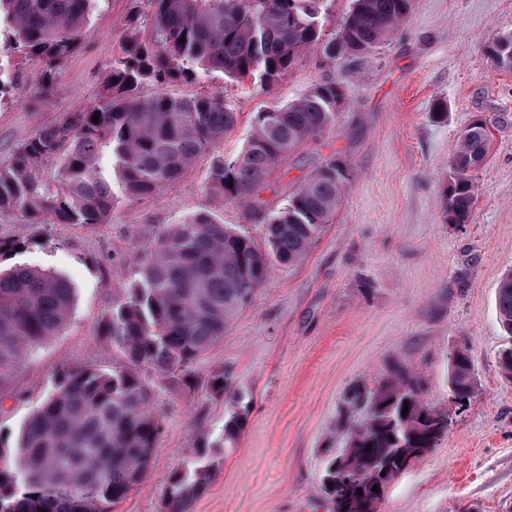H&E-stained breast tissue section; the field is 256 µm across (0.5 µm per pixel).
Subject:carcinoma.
I'll list each match as a JSON object with an SVG mask.
<instances>
[{
    "label": "carcinoma",
    "instance_id": "obj_1",
    "mask_svg": "<svg viewBox=\"0 0 512 512\" xmlns=\"http://www.w3.org/2000/svg\"><path fill=\"white\" fill-rule=\"evenodd\" d=\"M100 0H0V100L14 75V54L45 63L40 92L52 95L58 64L81 38ZM331 0H146L151 36L143 41L141 15L106 69L102 90L60 122L39 129L0 164V213L17 212L29 224H105L122 196L146 199L175 184L202 153H212L208 189L246 207L261 221L264 245L207 213L168 225L125 285L123 300L103 318L99 334L122 361L104 371H64L9 445L0 437V512H114L142 482L161 435L146 376L172 387L202 388L227 396L230 410L220 444L241 437L250 400L234 385L233 367L195 383L191 367L224 339L232 321L253 301L274 265H293L332 223L353 179L334 156L288 192L281 207L263 213L261 192L275 168L335 125L344 92L333 80L311 85L297 99L258 113L243 150L214 152L237 122L219 94L176 98L163 86L177 78L220 72L257 77L271 86L303 53L319 48L334 60L372 53L409 15L413 0H353L340 30L323 36ZM184 41H179V38ZM496 67L512 69V39L484 48ZM151 81L150 97L139 86ZM99 113V122L92 120ZM490 146L486 122L462 131L444 193L450 224L472 216L473 173ZM119 174L115 193L101 166L103 152ZM58 167L57 188L36 175L41 163ZM75 300L71 283L50 270L16 265L0 269V400L31 350L59 333ZM507 345L499 351L502 375L512 380V273L496 294ZM467 351L448 361V387L471 399L476 385ZM422 377L390 364L374 381L350 388L339 409L342 443L325 450L323 492L333 512H369L394 474L419 449H433L448 434V413L425 395ZM407 415H402L403 407ZM203 442L195 457L170 476L164 512H189L208 487L218 460ZM356 478L329 487L342 470ZM379 491H372L373 487Z\"/></svg>",
    "mask_w": 512,
    "mask_h": 512
}]
</instances>
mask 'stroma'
Returning a JSON list of instances; mask_svg holds the SVG:
<instances>
[{
	"label": "stroma",
	"mask_w": 512,
	"mask_h": 512,
	"mask_svg": "<svg viewBox=\"0 0 512 512\" xmlns=\"http://www.w3.org/2000/svg\"><path fill=\"white\" fill-rule=\"evenodd\" d=\"M142 6L104 0L51 99L38 93L43 62L20 59L16 88L0 100V162L95 97ZM501 36L512 37V0H414L372 54L329 60L312 49L270 89L218 73L166 84L179 98L223 95L238 121L218 150L232 156L245 147L255 113L335 80L345 102L334 128L278 166L261 197L275 210L285 189L331 155L355 172L333 224L301 261L272 269L194 367L201 380L233 365L237 389L253 401L236 448L218 450V470L191 512H331L321 479L342 397L391 362L424 378L427 400L449 411L451 423L437 448L392 481L378 512H512V381L498 366L495 307L512 272V69L494 68L484 54ZM438 99L445 113L435 120ZM477 116L492 145L474 174L472 220L458 226L445 221L443 192L460 132ZM211 161L202 154L176 185L120 200L105 224L34 226L0 214V239L28 243L12 264L52 270L76 290L65 327L25 360L0 401L1 436L15 439L64 369L118 363L99 325L166 225L204 212L260 237L242 206L210 193ZM457 348L467 349L478 380L460 407L448 403V356ZM148 385L163 430L146 478L115 512H163L170 474L224 430L225 398L154 376Z\"/></svg>",
	"instance_id": "obj_1"
}]
</instances>
